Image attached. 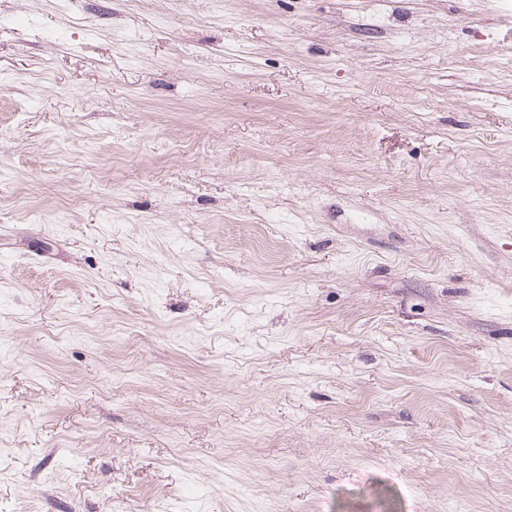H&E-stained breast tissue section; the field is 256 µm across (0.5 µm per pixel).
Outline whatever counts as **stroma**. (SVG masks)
<instances>
[{
    "instance_id": "stroma-1",
    "label": "stroma",
    "mask_w": 512,
    "mask_h": 512,
    "mask_svg": "<svg viewBox=\"0 0 512 512\" xmlns=\"http://www.w3.org/2000/svg\"><path fill=\"white\" fill-rule=\"evenodd\" d=\"M0 512H512V0H0Z\"/></svg>"
}]
</instances>
